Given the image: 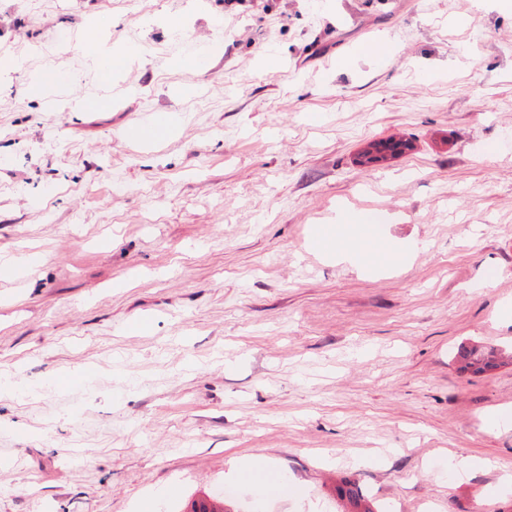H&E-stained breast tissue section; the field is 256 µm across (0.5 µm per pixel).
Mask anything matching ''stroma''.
<instances>
[{"mask_svg": "<svg viewBox=\"0 0 512 512\" xmlns=\"http://www.w3.org/2000/svg\"><path fill=\"white\" fill-rule=\"evenodd\" d=\"M0 51V512H184L249 456L300 493L233 512H512V365L456 360L512 348L511 7L0 0ZM369 148L358 155L357 161L362 166L374 167L386 162L388 156L393 158L411 150L410 141L403 139H380L371 142ZM461 370L472 374H484L500 366L504 359L512 364V351L506 357L495 349L472 347L463 350L460 355Z\"/></svg>", "mask_w": 512, "mask_h": 512, "instance_id": "obj_1", "label": "stroma"}]
</instances>
